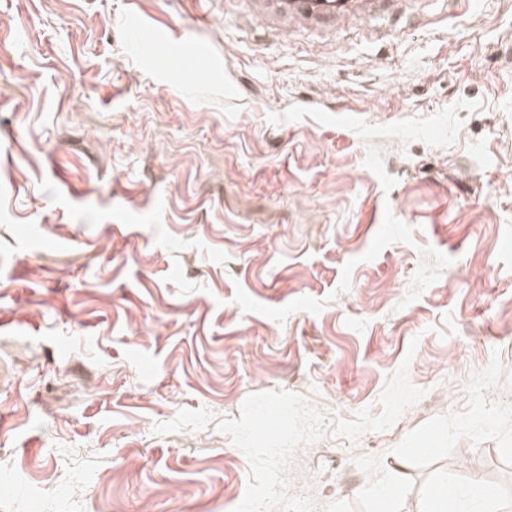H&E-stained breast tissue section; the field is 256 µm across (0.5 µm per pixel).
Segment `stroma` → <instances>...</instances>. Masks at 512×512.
<instances>
[{
    "instance_id": "obj_1",
    "label": "stroma",
    "mask_w": 512,
    "mask_h": 512,
    "mask_svg": "<svg viewBox=\"0 0 512 512\" xmlns=\"http://www.w3.org/2000/svg\"><path fill=\"white\" fill-rule=\"evenodd\" d=\"M0 140V512H512V0H0ZM439 0H225L234 3L245 23H254L276 36L306 29L321 39L336 35L344 23L382 20L397 26L402 19L425 15L421 2Z\"/></svg>"
}]
</instances>
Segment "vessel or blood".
I'll use <instances>...</instances> for the list:
<instances>
[{
	"label": "vessel or blood",
	"instance_id": "obj_1",
	"mask_svg": "<svg viewBox=\"0 0 512 512\" xmlns=\"http://www.w3.org/2000/svg\"><path fill=\"white\" fill-rule=\"evenodd\" d=\"M420 0H233L248 23L280 37L308 30L322 39L334 37L345 23L382 20L399 23L417 17Z\"/></svg>",
	"mask_w": 512,
	"mask_h": 512
}]
</instances>
